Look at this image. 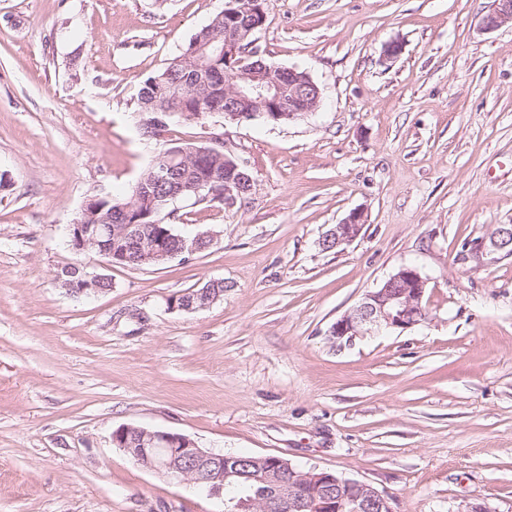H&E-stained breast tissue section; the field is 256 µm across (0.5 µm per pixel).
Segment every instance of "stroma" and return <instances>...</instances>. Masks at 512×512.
Instances as JSON below:
<instances>
[{
  "instance_id": "obj_1",
  "label": "stroma",
  "mask_w": 512,
  "mask_h": 512,
  "mask_svg": "<svg viewBox=\"0 0 512 512\" xmlns=\"http://www.w3.org/2000/svg\"><path fill=\"white\" fill-rule=\"evenodd\" d=\"M491 5L268 0L265 58L306 70L320 107L172 121L178 142L223 134L251 195L178 201L175 230L209 249L94 263L111 290L76 297L56 278L69 227L137 181L136 93L224 0H0V512H228L113 445L126 425L364 481L395 512H512V257L456 261L512 225V26L484 29ZM356 209L361 236L322 250ZM404 265L427 320L332 343ZM213 280L219 300L177 308Z\"/></svg>"
}]
</instances>
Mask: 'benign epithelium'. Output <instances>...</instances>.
<instances>
[{
    "instance_id": "1",
    "label": "benign epithelium",
    "mask_w": 512,
    "mask_h": 512,
    "mask_svg": "<svg viewBox=\"0 0 512 512\" xmlns=\"http://www.w3.org/2000/svg\"><path fill=\"white\" fill-rule=\"evenodd\" d=\"M244 12L251 21L235 26L224 37V45L197 51L196 70L226 78L224 119L232 122L256 119L272 108L280 118L290 121L308 115L319 107L322 91L310 75L297 68H288V84H283L282 71L266 65L236 69L234 59L244 61L254 56L258 40L256 33L266 20L263 0H243L241 6L225 14L235 17ZM512 23V0H493L492 10L483 20L484 29L492 30ZM224 60L225 72L216 61ZM193 157L208 160L224 156L221 178L216 170L190 186L170 182V168L187 156L183 149L165 150L150 171L140 181L137 198L150 208V214L172 215L169 207L181 199L208 201L213 196L214 182L224 180V203H236L240 184L254 183L246 164L224 143L223 136L214 135L210 144L196 147ZM113 224H87L78 220L71 225L69 246L74 254L97 251L105 265H122L127 261L140 264L164 263L178 254H193L209 248L214 237L198 233L192 238L165 233L158 238L143 224L137 207L129 204L115 209ZM364 228L363 212L352 211L341 223L329 229L321 239V247L337 249L353 243ZM512 257V225L503 224L493 234L474 239L464 245L456 257L461 264L485 266ZM65 276L78 277L74 287L80 295L101 294L105 277L87 271V264L76 261L63 271ZM428 278L415 266L404 265L390 274L379 288L365 294L363 299L331 326L330 340L337 346L352 345L358 338L386 330H406L426 320L423 298ZM221 295L219 289L206 287L192 294L181 305L188 312L210 306ZM113 444L125 451L141 467L167 478L187 481L219 495L224 484L237 485L242 490L256 482L265 486L254 496L230 500L229 512H394L392 499L374 486L338 474L311 468L301 470L280 456H249L215 453L199 447L181 434L127 425L118 428Z\"/></svg>"
}]
</instances>
